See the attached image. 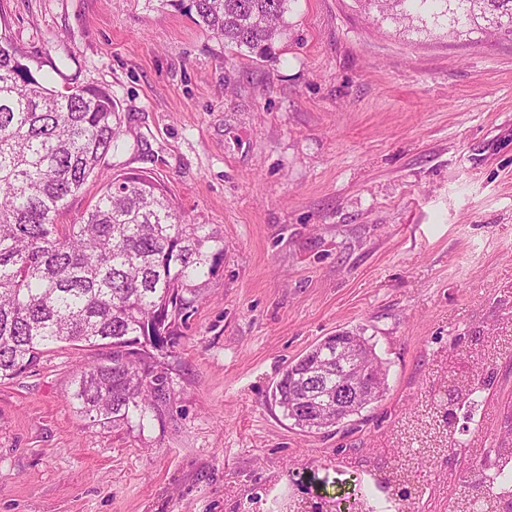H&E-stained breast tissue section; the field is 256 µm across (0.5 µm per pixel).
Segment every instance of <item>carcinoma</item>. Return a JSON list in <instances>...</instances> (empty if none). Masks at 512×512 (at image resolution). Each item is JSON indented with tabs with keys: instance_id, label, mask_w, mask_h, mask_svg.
Listing matches in <instances>:
<instances>
[{
	"instance_id": "1",
	"label": "carcinoma",
	"mask_w": 512,
	"mask_h": 512,
	"mask_svg": "<svg viewBox=\"0 0 512 512\" xmlns=\"http://www.w3.org/2000/svg\"><path fill=\"white\" fill-rule=\"evenodd\" d=\"M293 0H191L194 23L224 47L265 58L286 31ZM357 11L408 35L481 41L512 39V0H353ZM13 40L0 34V380L25 374L50 347L106 349L102 361L74 378L75 411L114 427L143 431L162 419L172 393L168 358L175 356L189 314L205 298L224 260V236L197 224L175 205L169 189L150 175L104 178L94 204L72 224H59L100 162L119 147L121 114L99 87H48ZM362 357L375 364L386 390L387 369L371 338L350 331ZM327 336L288 364L270 401L294 416L290 387L309 364L326 357ZM485 380L462 379L443 410L446 447L479 426ZM467 474L490 498L512 496V434L490 448L471 449ZM417 470L395 456L384 493L415 507L402 477Z\"/></svg>"
}]
</instances>
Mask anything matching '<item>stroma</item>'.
Returning <instances> with one entry per match:
<instances>
[{
  "label": "stroma",
  "mask_w": 512,
  "mask_h": 512,
  "mask_svg": "<svg viewBox=\"0 0 512 512\" xmlns=\"http://www.w3.org/2000/svg\"><path fill=\"white\" fill-rule=\"evenodd\" d=\"M273 56L229 53L173 0H0V30L56 88L118 102L103 174L163 180L224 236V262L171 361L163 420L81 418L72 382L98 348L57 347L0 383V512H288L348 503L487 344L467 434L512 407V40H413L350 0H293ZM363 329L381 401L319 433L268 395L309 347ZM421 512L465 477L419 469ZM341 334L355 343L364 359L375 364L377 384L381 389L382 396L387 386V369L384 366L382 359L376 354L374 344L370 342L372 339L371 336L366 337L360 332L354 333L350 331L341 332Z\"/></svg>",
  "instance_id": "obj_1"
}]
</instances>
